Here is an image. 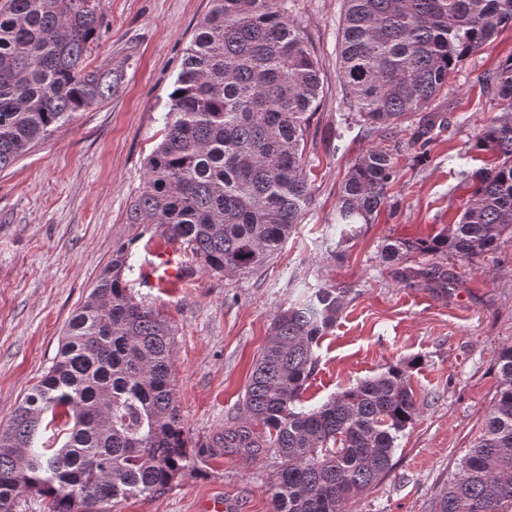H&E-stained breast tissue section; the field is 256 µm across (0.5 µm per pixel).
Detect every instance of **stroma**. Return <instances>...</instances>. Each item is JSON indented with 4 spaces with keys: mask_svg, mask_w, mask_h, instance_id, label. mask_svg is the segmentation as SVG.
Masks as SVG:
<instances>
[{
    "mask_svg": "<svg viewBox=\"0 0 512 512\" xmlns=\"http://www.w3.org/2000/svg\"><path fill=\"white\" fill-rule=\"evenodd\" d=\"M106 28L90 66L122 68L112 98L76 113L17 164L0 171V424L50 366L71 313L113 253L129 247L125 279L176 329L173 370L192 443L243 425L237 409L276 314L320 288L349 294L319 342L318 368L303 406H321L358 381L405 368L420 412L398 440L393 469L354 494L345 512H435L444 484L480 436L498 386L493 361L512 345V237L472 261L410 253L382 258L387 238L415 241L446 232L468 200V177L485 153L474 143L497 113L482 76L512 58L505 27L450 76L437 104L447 119L423 148L407 142L421 122L408 116L386 148L397 177L369 224H340L342 182L367 145L338 82L343 0H288V14L313 47L324 94L307 132L310 201L300 224L261 269L204 271L192 254L178 288H148L143 269L162 244L127 220L144 181V160L162 139L168 95L209 0H103ZM440 267L447 287L404 280L405 268ZM277 465L267 453L233 450L196 461L164 492L115 504L112 512H273Z\"/></svg>",
    "mask_w": 512,
    "mask_h": 512,
    "instance_id": "1",
    "label": "stroma"
}]
</instances>
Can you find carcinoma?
Wrapping results in <instances>:
<instances>
[{
	"label": "carcinoma",
	"instance_id": "1",
	"mask_svg": "<svg viewBox=\"0 0 512 512\" xmlns=\"http://www.w3.org/2000/svg\"><path fill=\"white\" fill-rule=\"evenodd\" d=\"M186 48L146 159L133 224H148L190 251L203 270L263 267L301 223L309 201L305 136L323 94L314 50L288 17V0H209ZM102 0H0V171L50 137L73 113L112 97L118 69H88L104 21ZM512 24V0H343L338 80L364 138L387 137L423 112L409 145L446 123L436 100L466 57ZM500 114L475 146L496 164L448 232L390 240L407 253L460 262L512 234V58L486 74ZM397 175L379 144L342 185L338 224H369ZM119 249L65 325L51 366L0 426V512L27 496L48 512H98L101 504L166 490L199 457L226 448L278 459L274 512H343L349 497L391 469L396 441L419 415L405 371L391 368L318 408H297L336 323L347 288H320L277 314L238 409L247 425L190 449L172 369L175 330L127 287ZM499 390L483 433L461 458L435 512L512 508V345L494 357Z\"/></svg>",
	"mask_w": 512,
	"mask_h": 512
}]
</instances>
